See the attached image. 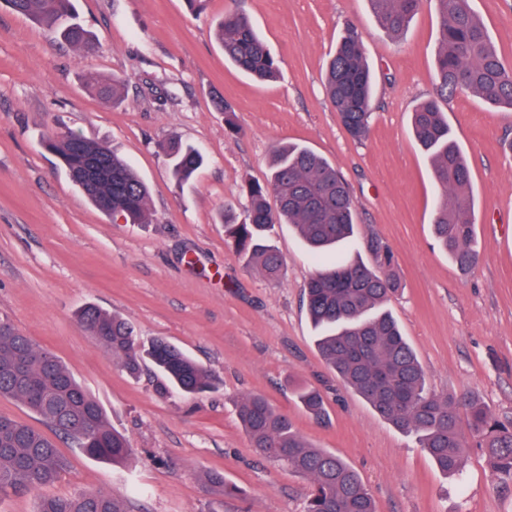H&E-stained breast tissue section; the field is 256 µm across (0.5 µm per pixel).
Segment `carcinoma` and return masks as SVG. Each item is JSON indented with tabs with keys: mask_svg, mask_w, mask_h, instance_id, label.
Returning <instances> with one entry per match:
<instances>
[{
	"mask_svg": "<svg viewBox=\"0 0 512 512\" xmlns=\"http://www.w3.org/2000/svg\"><path fill=\"white\" fill-rule=\"evenodd\" d=\"M379 29L398 37L408 29L424 0H368ZM440 27L433 91L412 113V131L431 160V176L440 196L433 234L463 273L480 259L475 245V203L469 188L471 171L442 106L469 94L492 108L512 110V66L498 55L484 22L469 0H432ZM10 10L55 31L74 49L94 46L78 21L72 0H0ZM217 39L224 57L258 82L275 79L278 60L241 11L224 14ZM88 90L105 100L118 99L126 85L121 77L84 74ZM328 100L348 134L367 139L373 115V83L362 40L347 24L325 75ZM45 148L99 211L132 224L150 222L149 189L138 174L112 151L71 131L49 138ZM173 176L185 181L202 167L193 146L170 140L161 144ZM89 160L103 164L111 177L88 185L76 173ZM246 221L224 219L225 237L247 266L266 278L283 277L286 262L270 244L277 224H293L317 260L304 291L308 315L320 335L316 347L343 383L384 421L414 434L436 467L446 474L461 471L464 448L473 440L487 450L492 475L512 479V426L499 421L470 393L438 394L427 384L414 349L387 313H374L398 288L395 258L377 241L369 243L375 264L325 255L354 229V205L347 183L336 168L311 149L289 144L276 149L267 182L247 187ZM274 197L276 207L268 204ZM79 322L123 370L138 374L145 361L157 371L156 390L174 389L197 396L212 388L206 370L175 344L159 338L143 348L124 319L89 304ZM309 412L323 411L320 393L306 386L295 390ZM0 397L21 400L56 434L96 460L118 463L131 453L129 440L106 420L99 401L52 352L8 323L0 325ZM467 415L469 436L459 428ZM238 417L251 446L266 459L308 477L311 491L305 512H376L361 477L336 455L307 444L288 417L263 396L246 397ZM66 468V459L44 433L14 417L0 414V501L38 492L36 512H125L111 495L44 492Z\"/></svg>",
	"mask_w": 512,
	"mask_h": 512,
	"instance_id": "carcinoma-1",
	"label": "carcinoma"
}]
</instances>
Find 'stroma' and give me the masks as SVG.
<instances>
[{
  "mask_svg": "<svg viewBox=\"0 0 512 512\" xmlns=\"http://www.w3.org/2000/svg\"><path fill=\"white\" fill-rule=\"evenodd\" d=\"M512 64V0H470ZM95 38L80 53L51 30L0 7V320L56 354L128 437L120 464L56 445L68 467L51 494L105 492L125 512H305L310 480L262 458L237 417L253 394L293 422L313 447L355 469L377 512H512V480L491 477L485 449L463 471L438 470L415 435L387 423L323 361L304 304L315 265L296 229L272 243L287 272L277 282L246 267L227 243L226 204L244 215V187L265 183L276 146L327 158L347 182L355 233L338 249L373 263L376 239L394 254L399 289L385 305L427 372L431 390L472 392L512 421V110L462 95L443 107L469 162L478 266L460 272L432 233L437 192L411 131L433 87L440 28L423 4L408 31L379 30L368 0H75ZM242 9L280 61L277 80L253 81L225 60L215 30ZM357 24L374 72L371 134L353 140L323 78L347 24ZM121 76V100L85 88L84 72ZM232 105L225 117L215 96ZM74 131L108 145L150 188L151 221L129 224L96 210L40 145ZM197 148L195 180L171 174L162 142ZM118 314L143 341L167 339L193 357L214 388L190 400L132 378L96 343L77 313ZM317 388L316 419L293 389ZM240 488L227 496L207 476Z\"/></svg>",
  "mask_w": 512,
  "mask_h": 512,
  "instance_id": "obj_1",
  "label": "stroma"
}]
</instances>
